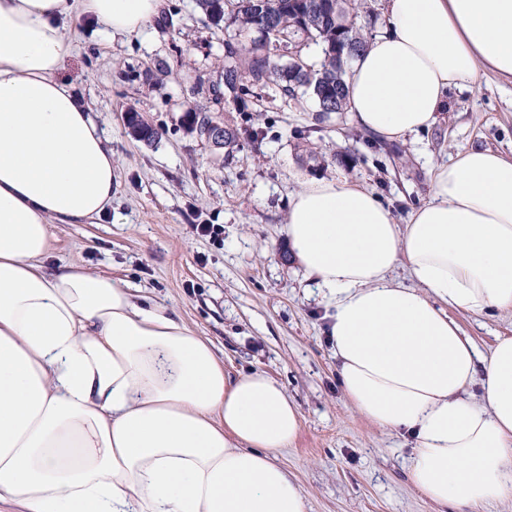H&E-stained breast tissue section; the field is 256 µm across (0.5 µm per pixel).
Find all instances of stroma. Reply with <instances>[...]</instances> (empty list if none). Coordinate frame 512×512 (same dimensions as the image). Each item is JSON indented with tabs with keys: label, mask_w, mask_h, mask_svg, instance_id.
Returning <instances> with one entry per match:
<instances>
[{
	"label": "stroma",
	"mask_w": 512,
	"mask_h": 512,
	"mask_svg": "<svg viewBox=\"0 0 512 512\" xmlns=\"http://www.w3.org/2000/svg\"><path fill=\"white\" fill-rule=\"evenodd\" d=\"M170 25L109 36L96 24L73 33L61 75L89 104L112 146L110 213L95 224L50 227V267L77 265L141 289L212 341L230 375L262 371L297 403L300 431L279 463L298 480L306 512H453L412 486L409 435L381 429L347 401L327 341L329 309L285 237L289 201L311 178L344 177L375 191L406 223L427 199L432 170L481 146L512 157V81L486 74L453 88L430 130L369 151L346 113L317 117L305 100H252L229 124L262 128L261 147L232 153L188 124L224 83V30L196 0H164ZM140 112L160 132L145 143L125 122ZM217 224L221 242L197 235ZM481 352L512 336V314L450 310Z\"/></svg>",
	"instance_id": "1"
}]
</instances>
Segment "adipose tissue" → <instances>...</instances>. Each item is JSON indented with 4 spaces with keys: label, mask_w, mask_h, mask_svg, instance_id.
Returning a JSON list of instances; mask_svg holds the SVG:
<instances>
[{
    "label": "adipose tissue",
    "mask_w": 512,
    "mask_h": 512,
    "mask_svg": "<svg viewBox=\"0 0 512 512\" xmlns=\"http://www.w3.org/2000/svg\"><path fill=\"white\" fill-rule=\"evenodd\" d=\"M163 4L0 0V512H305L276 460L300 428L281 386L225 374L137 289L43 262L50 224L112 205L109 141L59 76L74 29L136 35ZM488 72L512 80V0H390L346 75L348 115L398 140ZM285 234L332 310L347 399L412 437V485L456 512L512 501V337L482 354L448 314L512 313V158L458 151L404 224L368 188L306 182Z\"/></svg>",
    "instance_id": "obj_1"
}]
</instances>
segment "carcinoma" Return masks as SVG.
<instances>
[{
  "label": "carcinoma",
  "mask_w": 512,
  "mask_h": 512,
  "mask_svg": "<svg viewBox=\"0 0 512 512\" xmlns=\"http://www.w3.org/2000/svg\"><path fill=\"white\" fill-rule=\"evenodd\" d=\"M215 24H224V97L214 103L245 104L274 93L290 101L304 88L319 113L344 111L349 64L371 43L370 22H361L360 0H197ZM316 47L320 58L308 60ZM257 140L262 134L242 132ZM239 129L224 126V146L233 147Z\"/></svg>",
  "instance_id": "cac0c4a2"
}]
</instances>
